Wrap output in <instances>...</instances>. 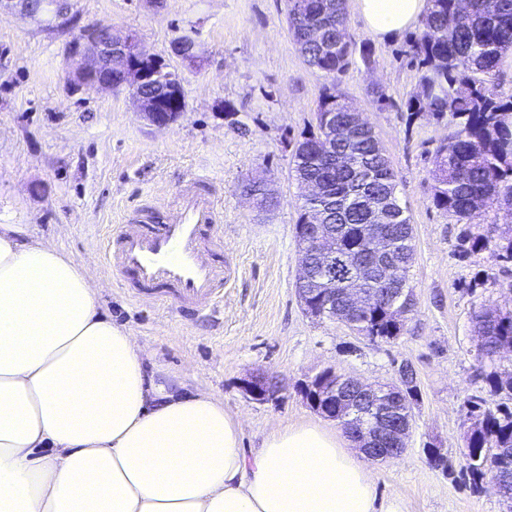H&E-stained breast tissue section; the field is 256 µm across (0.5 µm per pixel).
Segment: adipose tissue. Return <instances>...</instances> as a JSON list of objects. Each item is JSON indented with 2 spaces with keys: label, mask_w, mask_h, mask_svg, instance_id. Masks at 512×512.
Wrapping results in <instances>:
<instances>
[{
  "label": "adipose tissue",
  "mask_w": 512,
  "mask_h": 512,
  "mask_svg": "<svg viewBox=\"0 0 512 512\" xmlns=\"http://www.w3.org/2000/svg\"><path fill=\"white\" fill-rule=\"evenodd\" d=\"M352 4L381 40L427 9ZM23 233L0 224V512H402L322 424L273 428L246 454L222 398L149 374L85 265Z\"/></svg>",
  "instance_id": "obj_1"
}]
</instances>
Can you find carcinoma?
<instances>
[{"label": "carcinoma", "mask_w": 512, "mask_h": 512, "mask_svg": "<svg viewBox=\"0 0 512 512\" xmlns=\"http://www.w3.org/2000/svg\"><path fill=\"white\" fill-rule=\"evenodd\" d=\"M463 15L456 0H427L428 7L418 30L409 38L412 58L420 72L419 87L409 98V116L426 113L436 120L451 117L452 130L435 149L432 197L436 208L474 223L496 206L503 212L497 238L477 239L473 246L492 248L495 258L512 261V98L502 99L494 79L503 54L512 49V0H468ZM292 40L307 62L317 67L330 84L324 87L316 108V124L294 144L292 169L298 184L315 183L321 196L302 197L297 226L309 223L311 215L323 214L332 239L329 263L306 247L304 236L295 234L301 259L310 267L306 282L299 284L313 293L311 310L321 303L322 277L336 281V310L346 308L344 292L356 289L365 295L368 309L347 313L364 336L390 343L403 331L384 307L388 284L407 287L414 261L413 228L407 209L399 201L396 179L389 157L373 129L354 123L353 104L336 84L354 56L365 65L373 63L370 42L356 41L348 31L343 0L325 5V0H287ZM376 200L387 213L382 224L372 226L369 203ZM389 240L393 270L388 281H364L359 263L367 259L375 235ZM481 337L479 356L491 360L502 350L512 351V313L487 310L476 317ZM406 387L384 390L382 405L387 410L386 427L395 430L412 421L418 397L415 374L402 366ZM324 370L313 384H336V413L344 408L343 398L363 396L350 392L343 375L329 379ZM489 395L512 396V372L486 374ZM470 422L462 450L473 479L488 474L497 480L504 499L512 503V410L487 406L475 396L468 401Z\"/></svg>", "instance_id": "carcinoma-1"}]
</instances>
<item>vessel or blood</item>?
I'll return each mask as SVG.
<instances>
[{"label":"vessel or blood","instance_id":"obj_1","mask_svg":"<svg viewBox=\"0 0 512 512\" xmlns=\"http://www.w3.org/2000/svg\"><path fill=\"white\" fill-rule=\"evenodd\" d=\"M223 222L212 177L197 174L161 213L147 205L127 207L100 246L101 263L108 273L130 278L134 296L170 297L201 312L215 311L231 276L230 264L211 250Z\"/></svg>","mask_w":512,"mask_h":512}]
</instances>
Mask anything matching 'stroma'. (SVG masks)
<instances>
[{
	"instance_id": "1",
	"label": "stroma",
	"mask_w": 512,
	"mask_h": 512,
	"mask_svg": "<svg viewBox=\"0 0 512 512\" xmlns=\"http://www.w3.org/2000/svg\"><path fill=\"white\" fill-rule=\"evenodd\" d=\"M68 29L45 27L17 12L0 13V224H19L86 265L100 287V309L151 353L148 369L187 388L211 391L242 421V446L258 451L277 426L339 421L313 409L302 386L326 368L365 382L396 379L410 364L420 393L405 453L372 463L376 492L404 512H506L496 489L471 487L460 456L474 396H486L485 373L512 372V352L477 355L474 316L512 310V262L490 250L463 251L465 239L490 232L502 215L487 210L457 223L432 201L434 151L447 122L408 120L404 103L418 90L408 33L374 40L355 12L348 29L372 40L374 62L353 59L338 77L365 112L392 161L397 195L411 216L416 306L391 343L373 342L341 323L302 310L295 284L300 253L294 236L301 191L291 171L293 145L313 118L327 77L309 67L288 34L287 0H69ZM105 23L137 35L141 49L179 74L187 107L174 124L148 125L130 92L76 89L68 45L80 29ZM192 37L196 64L174 55ZM391 104L378 108L376 92ZM206 172L224 209L214 250L234 266L216 314L173 300L133 299L103 271L96 244L124 207L162 208L196 174ZM267 180L278 196L269 211L243 194ZM278 382L275 400L258 402L246 383ZM488 396V395H487ZM442 449L451 466H430Z\"/></svg>"
}]
</instances>
